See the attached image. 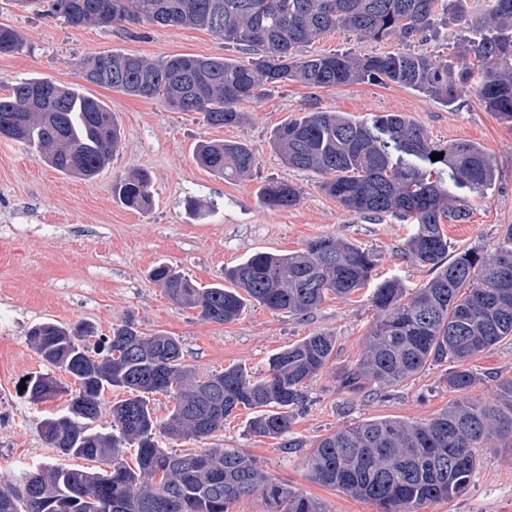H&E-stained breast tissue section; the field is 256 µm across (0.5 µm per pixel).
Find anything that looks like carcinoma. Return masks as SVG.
Masks as SVG:
<instances>
[{"label":"carcinoma","mask_w":512,"mask_h":512,"mask_svg":"<svg viewBox=\"0 0 512 512\" xmlns=\"http://www.w3.org/2000/svg\"><path fill=\"white\" fill-rule=\"evenodd\" d=\"M46 6L75 26L145 21L206 29L252 55L245 62L189 54L149 61L102 52L84 64L83 78L93 85L140 98L160 96L179 112L202 113L212 127L240 124V105L258 99L268 85L287 82L316 88L392 83L447 107L469 86L487 111L512 123V0H484L478 12L468 10L467 0H47ZM448 24L458 26L464 46L453 57L411 50L300 54L302 46L334 29L361 40L407 43ZM22 44L18 31L0 24V53ZM0 138L35 146L59 172L90 179L109 164L121 133L102 101L30 78L0 97ZM271 145L284 165L321 177L322 190L344 209L415 225L408 252L433 272L410 294L396 277L376 285L378 317L368 346L338 376V388L374 394L428 366L456 363L448 389L459 399L447 410L426 422L372 419L336 430L309 454L310 479L372 501L382 512H423L459 495L470 484L480 449L512 455V378L499 382L503 399L474 400L468 394L478 378L465 367L512 341V225L488 257L471 249L449 254L442 228L466 218V198L486 197L497 178L495 164L476 143L431 141L402 113L356 120L314 102L277 127ZM439 153L441 159H431ZM195 159L224 180H245L256 164L241 141H204ZM150 183L141 171L117 181L112 194L127 207L146 210ZM300 196L296 185L282 181L261 191L272 208L293 207ZM373 268V255L326 235L300 251L255 253L208 288L166 264L149 277L179 306L199 308L203 318L223 324L237 320L249 299L271 311L310 313L330 293L347 296L366 286ZM92 334L84 323L33 326L32 347L72 374L76 389L48 373L35 374L22 380V394L33 402L70 394L67 412L42 423V439L62 460L82 458L103 467L90 472L60 462L24 470L0 482V512H231L257 492L270 512H325L317 499L269 477L235 448L168 451L157 437L211 439L240 407L253 411L251 435L285 437L304 401V384L335 350L333 336L316 333L271 355L258 377L229 367L199 380L185 364L179 340L143 333L130 316L93 349ZM114 388L129 397L112 404V431L103 433L96 422L104 393ZM172 391L177 401L160 419L150 397ZM132 447L134 468L123 459Z\"/></svg>","instance_id":"carcinoma-1"}]
</instances>
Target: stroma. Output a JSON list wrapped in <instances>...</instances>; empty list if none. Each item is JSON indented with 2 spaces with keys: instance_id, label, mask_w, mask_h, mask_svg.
Instances as JSON below:
<instances>
[{
  "instance_id": "35a3bbf8",
  "label": "stroma",
  "mask_w": 512,
  "mask_h": 512,
  "mask_svg": "<svg viewBox=\"0 0 512 512\" xmlns=\"http://www.w3.org/2000/svg\"><path fill=\"white\" fill-rule=\"evenodd\" d=\"M0 24L13 27L23 38L20 51L0 53V97L16 81L34 77L75 87L105 102L122 132L108 166L89 180L54 170L35 148L0 139V477L53 461L55 454L43 442L40 426L65 413L69 404L64 396L34 403L18 390L24 376L52 370L28 340L29 329L37 323L85 322L103 337L131 314L140 331L178 338L186 364L201 376L230 366L261 375L271 354L326 332L335 337V350L325 368L307 381L305 401L289 432L301 440V447L286 448L281 440L250 435L252 412L244 408L225 419L216 441L243 450L271 478L319 499L326 512H379L373 502L310 481V452L325 436L360 421L434 418L455 399L447 384L454 363L424 368L384 396L349 393L338 389L336 378L366 347L376 318L370 289L328 296L306 315L273 312L251 301L238 320L218 324L203 319L197 310L176 307L149 271L168 263L205 287L215 283L224 268L252 254H285L313 238L332 235L375 256L374 280L396 276L406 287H420L430 273L406 251L412 225L344 210L319 188L315 174L281 162L271 147L274 129L298 116L315 97L322 109L357 120L403 113L436 143L480 144L495 161L496 185L474 201L467 220L444 224L443 231L450 249L488 253L512 224V125L487 112L465 90L449 108L393 84L314 89L291 83L243 104L246 118L240 125L215 128L199 113L177 112L161 99L129 96L81 77L82 62L99 52L150 60L175 54L239 58L238 50L208 30L146 22L74 26L63 17L3 0ZM459 39L454 25L429 40L406 44L393 39L360 41L337 30L304 52L384 55L408 49L446 55L455 51ZM214 139L248 144L256 157L250 178L227 181L195 162L196 144ZM138 171L151 178L152 205L145 211L129 209L112 196L114 181ZM271 181L297 185L302 191L299 204L280 209L264 205L260 190ZM469 366L479 378L473 397L496 399L499 381L512 377V341L473 358ZM426 512H512V456L483 449L468 488L431 504Z\"/></svg>"
}]
</instances>
